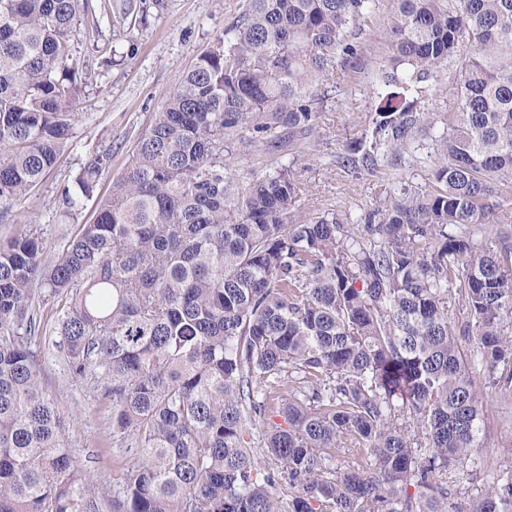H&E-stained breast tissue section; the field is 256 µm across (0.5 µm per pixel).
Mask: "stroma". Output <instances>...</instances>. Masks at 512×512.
I'll return each mask as SVG.
<instances>
[{"label": "stroma", "mask_w": 512, "mask_h": 512, "mask_svg": "<svg viewBox=\"0 0 512 512\" xmlns=\"http://www.w3.org/2000/svg\"><path fill=\"white\" fill-rule=\"evenodd\" d=\"M96 2V17L79 16L71 36L85 81L70 139L33 196L0 220V237L11 235L18 225L31 224L54 246L65 224L90 222L93 200H84L74 215H62L63 186L73 185L93 152L108 150L112 157L98 177L95 194L110 191L138 134L200 52L233 25L243 0H132L125 18L115 10L120 0ZM388 22L387 13L381 12L365 26L357 37L361 53L356 63L337 67L333 81L324 87L329 99L321 113L319 144L295 161L302 212L333 209L356 218L378 200L386 183L402 181L424 189L431 182L426 168L398 170L386 165L373 175L350 172L333 161L372 122L377 63L389 53ZM40 351L72 448L104 491L120 490L135 459L112 440L110 405L93 393L88 381L68 374L54 339L42 341ZM484 401L481 440L471 452L482 473L468 483V497L483 487L486 472L512 468V393L488 387Z\"/></svg>", "instance_id": "stroma-1"}]
</instances>
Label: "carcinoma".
<instances>
[{
    "instance_id": "carcinoma-1",
    "label": "carcinoma",
    "mask_w": 512,
    "mask_h": 512,
    "mask_svg": "<svg viewBox=\"0 0 512 512\" xmlns=\"http://www.w3.org/2000/svg\"><path fill=\"white\" fill-rule=\"evenodd\" d=\"M382 7L375 117L337 163L429 166L431 185L306 220L293 163L327 100L311 87L358 57ZM92 9L0 0L1 218L70 139V34ZM448 69L453 101L432 109ZM257 154L278 158L230 160ZM109 159L78 174L83 196ZM48 332L137 458L112 496L48 393L33 348ZM483 383L512 387V0H246L92 222L51 254L31 225L0 238V512H512L511 469L449 500Z\"/></svg>"
}]
</instances>
